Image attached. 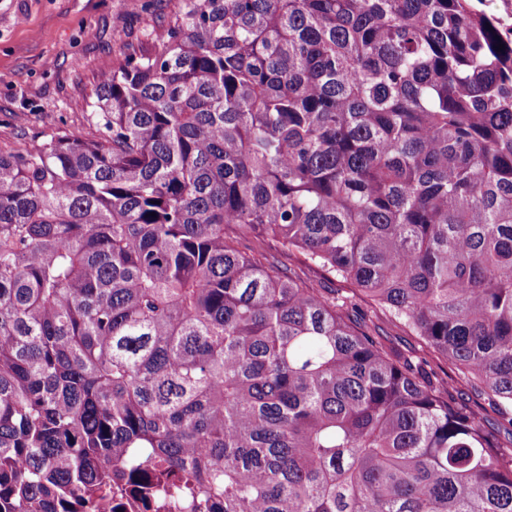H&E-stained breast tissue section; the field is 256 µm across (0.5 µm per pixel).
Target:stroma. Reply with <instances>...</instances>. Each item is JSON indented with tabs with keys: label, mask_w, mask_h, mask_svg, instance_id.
Instances as JSON below:
<instances>
[{
	"label": "stroma",
	"mask_w": 512,
	"mask_h": 512,
	"mask_svg": "<svg viewBox=\"0 0 512 512\" xmlns=\"http://www.w3.org/2000/svg\"><path fill=\"white\" fill-rule=\"evenodd\" d=\"M174 11L175 0H0V151L52 133L96 137L92 89L123 52L113 34L151 45ZM354 303L384 343L421 353L417 338L366 296Z\"/></svg>",
	"instance_id": "35a3bbf8"
}]
</instances>
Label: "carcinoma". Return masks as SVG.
<instances>
[{"mask_svg": "<svg viewBox=\"0 0 512 512\" xmlns=\"http://www.w3.org/2000/svg\"><path fill=\"white\" fill-rule=\"evenodd\" d=\"M488 0H176L91 141L0 152V512H512V29ZM504 49H499V45ZM266 249L267 252H270L275 256L279 265L290 268L295 280L301 283L313 285L318 288H352V286L348 284L327 282L318 270L303 263L298 257L288 253V251L275 247H272V250L268 247ZM354 299V311L358 314L365 315L366 321L372 328H376V332L381 336L384 343H391L397 349L404 353H416L419 357H425L428 361L427 370L434 369L439 372L440 365L436 356L426 354L422 351L421 344L415 336H408L404 329L396 323L387 313L375 307L373 303L364 295L356 292ZM479 401L482 404V406L484 407V410L481 411V416L484 419L482 421L483 427L486 430L493 431L496 434L497 439H498L499 443L501 444V446L506 447V448H511L512 447V436L507 428L502 427L499 424V417H498L496 411L494 410V408L492 407V405H490L487 400L482 399Z\"/></svg>", "mask_w": 512, "mask_h": 512, "instance_id": "carcinoma-1", "label": "carcinoma"}]
</instances>
